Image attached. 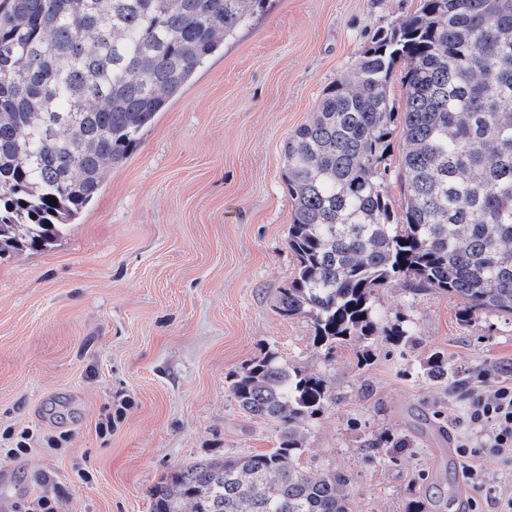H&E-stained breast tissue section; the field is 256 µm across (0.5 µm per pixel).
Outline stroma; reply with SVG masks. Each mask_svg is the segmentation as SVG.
I'll return each instance as SVG.
<instances>
[{"label":"stroma","mask_w":512,"mask_h":512,"mask_svg":"<svg viewBox=\"0 0 512 512\" xmlns=\"http://www.w3.org/2000/svg\"><path fill=\"white\" fill-rule=\"evenodd\" d=\"M421 0H271L194 75L108 173L76 224L47 247L0 259V502L31 512H151L150 489L211 458L273 448L269 422L227 385L273 348L321 374L333 398L305 427L304 464L350 478L354 512H495L512 464L488 455V491L457 451L470 392L512 378V316L462 322L458 301L381 289V325L410 319L417 348L384 339L312 345L281 316L295 276L282 179L289 136L322 91ZM448 357V381L423 371ZM111 417L112 432L99 422ZM30 431L8 456L7 433ZM381 443L373 451V443ZM88 479H81L80 471Z\"/></svg>","instance_id":"obj_1"}]
</instances>
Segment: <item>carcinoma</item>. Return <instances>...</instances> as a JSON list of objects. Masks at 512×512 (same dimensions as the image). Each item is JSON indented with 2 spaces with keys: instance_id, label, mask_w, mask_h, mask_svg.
Returning a JSON list of instances; mask_svg holds the SVG:
<instances>
[{
  "instance_id": "cac0c4a2",
  "label": "carcinoma",
  "mask_w": 512,
  "mask_h": 512,
  "mask_svg": "<svg viewBox=\"0 0 512 512\" xmlns=\"http://www.w3.org/2000/svg\"><path fill=\"white\" fill-rule=\"evenodd\" d=\"M265 0H4L0 4V259L39 249L75 223L106 173L197 69ZM400 72L403 111L391 84ZM402 142L397 215L385 161ZM297 271L277 302L313 346L386 336L377 291L460 300L459 319L512 315V0H423L328 85L288 138ZM448 378V357L427 358ZM241 410L278 429L263 453L194 463L150 491L151 512H353L349 477L301 465L304 425L328 381L269 349L235 372Z\"/></svg>"
}]
</instances>
